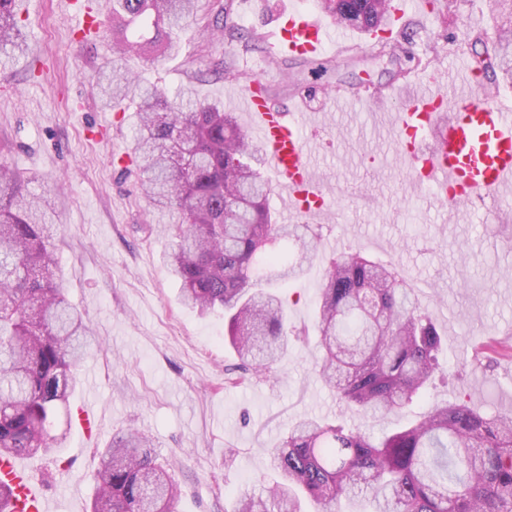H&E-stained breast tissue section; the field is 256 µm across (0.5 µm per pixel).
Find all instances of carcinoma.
<instances>
[{
    "label": "carcinoma",
    "instance_id": "1",
    "mask_svg": "<svg viewBox=\"0 0 512 512\" xmlns=\"http://www.w3.org/2000/svg\"><path fill=\"white\" fill-rule=\"evenodd\" d=\"M197 0H112V45L146 59L173 54ZM346 27L384 30L389 0H321ZM18 0H0V56L23 61L28 45L18 25ZM500 34L487 43L495 67L512 76V0H492ZM228 42L255 34L217 24ZM107 104L139 100L133 155L142 190L163 216L180 214L164 230L175 245L169 273L185 306L224 311V340L239 362L227 383L272 369L288 341L285 306L272 284L297 280L318 251L310 224H280L267 210L270 191L248 134L215 102L177 104L115 68L97 77ZM30 177L0 164V456L48 452L51 417L67 404L73 369L94 345L82 314L56 281L48 234L53 209L28 190ZM324 351L320 377L348 409L383 411L402 421L375 439L341 424L303 419L269 449L278 476L267 495H242L233 512H334L342 497L369 512H512V414L488 416L461 402L433 405L405 419L435 372L442 337L398 272L360 252L328 265L313 305ZM174 512L180 490L153 442L130 430L102 454L90 512Z\"/></svg>",
    "mask_w": 512,
    "mask_h": 512
}]
</instances>
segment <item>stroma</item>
<instances>
[{
	"mask_svg": "<svg viewBox=\"0 0 512 512\" xmlns=\"http://www.w3.org/2000/svg\"><path fill=\"white\" fill-rule=\"evenodd\" d=\"M290 0H199L181 34L178 55L146 63L112 52L110 12L100 15L95 42H76L73 0H26L22 33L33 72L0 67V160L29 175L33 193L55 200L51 234L58 275L69 301L102 343L77 370L67 409L51 427L60 447L23 457L52 512H88L99 451L126 429L153 438L179 483L175 512H231L244 493L271 486L268 448L305 418L329 419L373 436L395 417L348 415L318 376L316 336L290 341L273 377L225 384L235 363L224 343V313L199 314L180 302V284L165 257L173 242L157 226L139 176L128 162L132 131L100 101L95 77L106 63L157 86L169 99L188 93L220 101L224 89L262 78L269 98L296 112L308 97L307 143L315 176L333 198L312 217L319 253L303 278L281 286L290 324H310L325 268L339 253L361 251L391 265L414 288L435 320L444 350L440 368L410 410L464 402L483 413L512 412V351L474 370L475 349L496 341L512 348V192L495 202L450 210L408 177L395 150L387 114L351 101L334 108L327 96L373 92L406 82L418 62L442 88L471 65L455 52L498 22L489 0H458L443 9L420 7L392 19L397 53L381 51L370 34L324 23L333 33L314 59L271 55L266 34L273 14ZM256 31L257 47L216 39L215 16ZM418 24L413 42L404 26ZM93 400L99 436L84 440L74 417Z\"/></svg>",
	"mask_w": 512,
	"mask_h": 512,
	"instance_id": "35a3bbf8",
	"label": "stroma"
}]
</instances>
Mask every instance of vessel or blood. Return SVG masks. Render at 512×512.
<instances>
[{
	"label": "vessel or blood",
	"instance_id": "b4317fda",
	"mask_svg": "<svg viewBox=\"0 0 512 512\" xmlns=\"http://www.w3.org/2000/svg\"><path fill=\"white\" fill-rule=\"evenodd\" d=\"M268 37L275 54L314 57L325 47L327 30L297 4L279 12ZM238 92L264 169L286 191L290 212L309 216L325 210L326 193L312 173L304 138V113L272 104L256 79ZM393 127L409 177L448 204L485 200L512 186V112L497 100L466 92L451 98L430 85L405 100ZM0 482L17 494L13 512H51L32 474L16 458L0 457Z\"/></svg>",
	"mask_w": 512,
	"mask_h": 512
}]
</instances>
